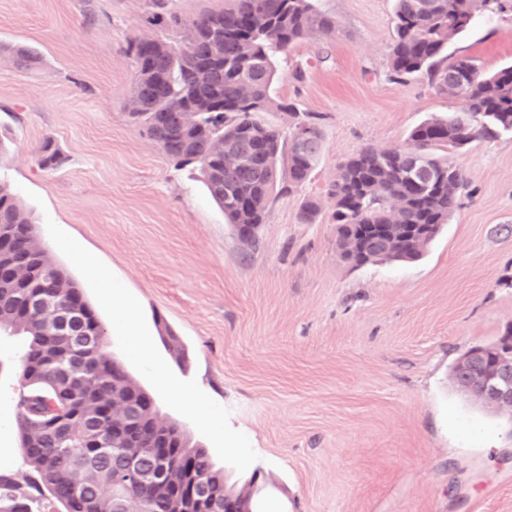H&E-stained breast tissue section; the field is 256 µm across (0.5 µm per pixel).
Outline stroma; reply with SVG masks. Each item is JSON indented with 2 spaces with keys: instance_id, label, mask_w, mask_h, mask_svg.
<instances>
[{
  "instance_id": "1",
  "label": "stroma",
  "mask_w": 512,
  "mask_h": 512,
  "mask_svg": "<svg viewBox=\"0 0 512 512\" xmlns=\"http://www.w3.org/2000/svg\"><path fill=\"white\" fill-rule=\"evenodd\" d=\"M144 2L0 0V43L41 54L30 70L0 56V179L97 310L106 353L263 512H512V414L452 380L512 325V136L449 152L469 193L420 260L342 261L326 194L339 165L463 102L389 79L394 0H318L336 32L283 55L271 95L316 115L323 154L245 250L198 170L127 120ZM451 49L512 65V15L477 18ZM23 349L0 335V472L16 478Z\"/></svg>"
}]
</instances>
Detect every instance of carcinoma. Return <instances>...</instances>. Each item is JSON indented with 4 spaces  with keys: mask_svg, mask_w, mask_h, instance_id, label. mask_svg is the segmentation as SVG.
Wrapping results in <instances>:
<instances>
[{
    "mask_svg": "<svg viewBox=\"0 0 512 512\" xmlns=\"http://www.w3.org/2000/svg\"><path fill=\"white\" fill-rule=\"evenodd\" d=\"M150 0V25L167 36L134 37L125 53L135 76L128 94L129 123L146 131L176 165L195 164L224 220L237 235L259 244L276 198L305 184L319 164L323 138L315 116L270 90L278 60L295 44L330 35L336 22L315 0H224L219 10L190 17ZM512 12V0H395V28L388 52L394 81L421 76L439 92L464 100L446 117L417 125L405 147H363L339 167L327 195L336 198L331 220L336 244L352 245V224H385L387 235L369 242L351 262L355 268L383 260L415 261L459 205L468 183L462 170L437 151L466 149L476 140L512 134V65L485 73L475 59L454 56L448 46L481 12ZM0 54L34 68L36 53L0 44ZM293 119L284 137L257 118L270 108ZM308 132L305 139L299 131ZM60 152L47 141L39 164L54 169ZM409 224H431L422 239L405 237ZM0 235L8 251L0 259V333L24 337L23 391L16 424L25 462L65 512H199L177 494L181 461L194 464L211 500L224 509V473L206 449L190 445L174 423L162 420L150 394L110 358L103 347L97 311L76 283L50 258L35 221L11 186L0 182ZM36 275L40 291L56 308L84 312L93 338L83 357L70 359L67 336H50L44 313L29 308L30 289L12 274ZM77 395L90 421L73 422L72 434L45 428L63 404L61 391ZM166 450L163 480L119 482L131 464L151 470ZM35 498L0 475V512H35Z\"/></svg>",
    "mask_w": 512,
    "mask_h": 512,
    "instance_id": "obj_1",
    "label": "carcinoma"
}]
</instances>
